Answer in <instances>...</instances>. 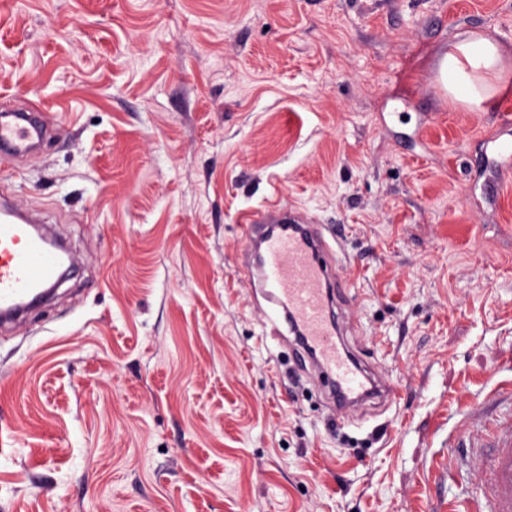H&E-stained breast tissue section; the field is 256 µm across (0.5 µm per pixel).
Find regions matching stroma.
Here are the masks:
<instances>
[{"label": "stroma", "mask_w": 512, "mask_h": 512, "mask_svg": "<svg viewBox=\"0 0 512 512\" xmlns=\"http://www.w3.org/2000/svg\"><path fill=\"white\" fill-rule=\"evenodd\" d=\"M512 0H7L0 99L52 139L0 187L77 254L0 327V512H448L463 442L512 416V169L469 161L493 104L445 98L451 43ZM343 228L345 343L396 388L330 428L267 335L238 218Z\"/></svg>", "instance_id": "stroma-1"}]
</instances>
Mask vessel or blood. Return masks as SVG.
I'll list each match as a JSON object with an SVG mask.
<instances>
[{
  "mask_svg": "<svg viewBox=\"0 0 512 512\" xmlns=\"http://www.w3.org/2000/svg\"><path fill=\"white\" fill-rule=\"evenodd\" d=\"M51 121L36 101L23 110L0 109V157L30 152ZM239 223L243 271L268 302L258 313L272 335L285 328L293 334L292 353L307 359L328 388L337 419H346L364 399H393L394 387L339 340L334 305L346 281L330 258L324 225L303 223L277 199L244 212ZM69 261L17 205L0 202L1 319L17 318L42 303ZM475 462L484 482L464 512H512V419L497 426L490 450H476Z\"/></svg>",
  "mask_w": 512,
  "mask_h": 512,
  "instance_id": "vessel-or-blood-1",
  "label": "vessel or blood"
}]
</instances>
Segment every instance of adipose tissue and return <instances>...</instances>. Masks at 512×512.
I'll return each instance as SVG.
<instances>
[{
  "label": "adipose tissue",
  "instance_id": "obj_1",
  "mask_svg": "<svg viewBox=\"0 0 512 512\" xmlns=\"http://www.w3.org/2000/svg\"><path fill=\"white\" fill-rule=\"evenodd\" d=\"M498 47L490 40L472 35L452 45L442 64V81L449 97L471 109H481L503 80Z\"/></svg>",
  "mask_w": 512,
  "mask_h": 512
}]
</instances>
